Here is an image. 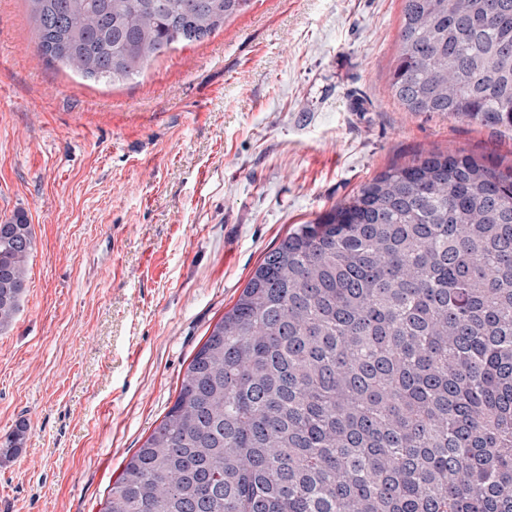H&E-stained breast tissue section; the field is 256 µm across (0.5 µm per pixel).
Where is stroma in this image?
<instances>
[{"label":"stroma","mask_w":512,"mask_h":512,"mask_svg":"<svg viewBox=\"0 0 512 512\" xmlns=\"http://www.w3.org/2000/svg\"><path fill=\"white\" fill-rule=\"evenodd\" d=\"M402 0H252L117 84L35 52L0 0V221L35 235L0 332V512H100L193 354L288 231L388 166L512 165V129L393 97ZM27 425L25 422H19L14 430L0 440V462L13 460L19 455L24 443Z\"/></svg>","instance_id":"stroma-1"}]
</instances>
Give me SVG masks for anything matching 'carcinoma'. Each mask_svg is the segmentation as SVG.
<instances>
[{
  "label": "carcinoma",
  "instance_id": "obj_1",
  "mask_svg": "<svg viewBox=\"0 0 512 512\" xmlns=\"http://www.w3.org/2000/svg\"><path fill=\"white\" fill-rule=\"evenodd\" d=\"M27 2L39 57L114 84L251 0ZM390 85L511 129L512 0H403ZM33 250L0 222V332ZM100 512H512V167L431 151L289 232Z\"/></svg>",
  "mask_w": 512,
  "mask_h": 512
}]
</instances>
